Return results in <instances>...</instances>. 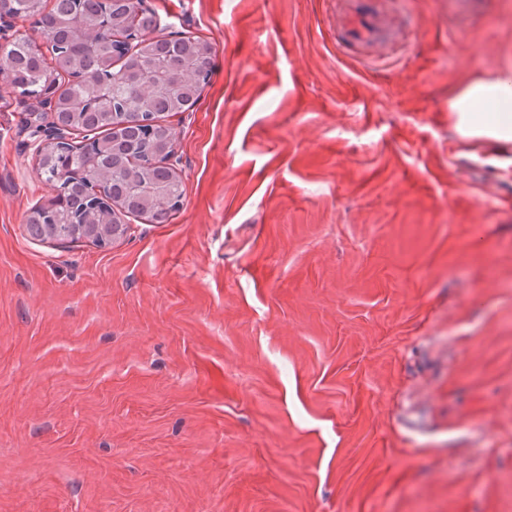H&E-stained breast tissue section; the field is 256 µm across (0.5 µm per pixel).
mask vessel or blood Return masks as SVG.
Instances as JSON below:
<instances>
[{
	"instance_id": "b4317fda",
	"label": "vessel or blood",
	"mask_w": 512,
	"mask_h": 512,
	"mask_svg": "<svg viewBox=\"0 0 512 512\" xmlns=\"http://www.w3.org/2000/svg\"><path fill=\"white\" fill-rule=\"evenodd\" d=\"M333 27L337 48L353 58L382 59L417 41L416 33L389 20L386 0H341Z\"/></svg>"
}]
</instances>
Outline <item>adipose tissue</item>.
Listing matches in <instances>:
<instances>
[{
    "mask_svg": "<svg viewBox=\"0 0 512 512\" xmlns=\"http://www.w3.org/2000/svg\"><path fill=\"white\" fill-rule=\"evenodd\" d=\"M458 131L467 137L512 141V77L505 73L465 83L449 100Z\"/></svg>",
    "mask_w": 512,
    "mask_h": 512,
    "instance_id": "1",
    "label": "adipose tissue"
}]
</instances>
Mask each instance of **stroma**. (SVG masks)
<instances>
[{
  "label": "stroma",
  "instance_id": "35a3bbf8",
  "mask_svg": "<svg viewBox=\"0 0 512 512\" xmlns=\"http://www.w3.org/2000/svg\"><path fill=\"white\" fill-rule=\"evenodd\" d=\"M338 59L334 0H144L213 48L184 196L37 240L0 80V512H512V141L448 100L512 69V0Z\"/></svg>",
  "mask_w": 512,
  "mask_h": 512
}]
</instances>
